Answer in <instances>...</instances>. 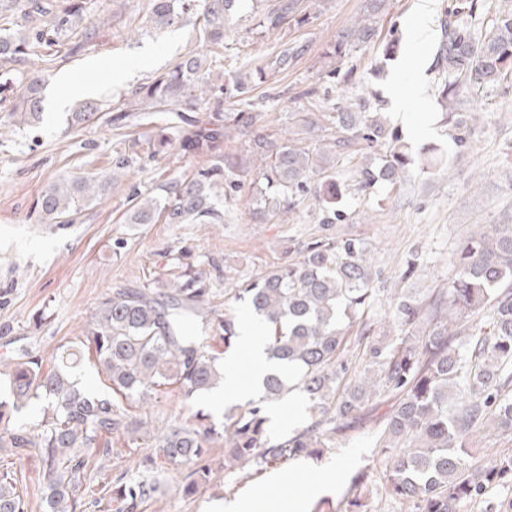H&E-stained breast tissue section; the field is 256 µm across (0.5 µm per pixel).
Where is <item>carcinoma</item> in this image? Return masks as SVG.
Instances as JSON below:
<instances>
[{"mask_svg":"<svg viewBox=\"0 0 512 512\" xmlns=\"http://www.w3.org/2000/svg\"><path fill=\"white\" fill-rule=\"evenodd\" d=\"M196 0H154L150 26L162 30L194 10ZM384 0H367L364 11L337 36L332 54L342 60L370 42ZM237 0H202L201 34L218 48L224 20ZM253 17L262 33H274L308 18L301 0H253ZM474 0H459L453 20L445 21L437 66L480 90L512 75V10L477 35L466 20ZM36 48L24 32H0V61H21ZM206 61L189 55L171 70L139 87V112H171L185 124L152 141V153L172 148L210 159L199 179L175 178L168 197L133 200L129 224H206L221 218L213 189L243 187V167L222 152L228 138L244 145L256 162L247 194L252 214L269 223L295 208L297 197L320 177L336 185L331 158L360 141L387 144L375 167L357 171L362 190L379 182L396 184L412 159L397 132L371 111L365 98L338 107L336 115L307 110L295 115L301 128L336 123L340 136L308 149L293 137L275 136L261 117L224 113V99L250 105L253 86L243 77L224 88L211 84ZM44 79H28L20 101V121L34 123L42 113ZM102 106L86 101L70 113L74 127L93 120ZM211 112L210 126L185 116ZM112 191V177L89 176L51 184L36 208L46 224H57L81 210L90 197ZM450 262L452 284L420 299L410 292L390 302L386 329L375 330L367 317L375 304L372 258L364 243L328 237L307 245L298 261L277 265L255 278H224V314L210 307V288L195 266L179 263L165 291L112 289L96 309L85 335L62 346L54 363L21 350L8 375L11 401H0V449L21 457L34 450L43 465V512H84L87 467L99 450L112 452V440L128 446L150 435L157 455L173 466H192L190 490L207 484L203 464L208 448L224 443V471L251 478L297 457L332 448L363 425L367 414L389 404L377 433L381 482L355 474L341 501L346 512H367L372 496L383 494L403 512H467L495 487L512 489V455L475 457L477 435H512V224H489L470 233ZM248 309L261 331L267 359L277 368L262 379L261 395L236 407L217 423L201 412L196 422L170 420L150 433L146 421L124 402L140 406L176 393L188 404L224 378V358L207 345L217 338L229 351L238 338V313ZM360 327L357 336L352 335ZM361 352L362 366L344 360L350 348ZM92 360L112 395H97L78 385L74 370ZM294 395L306 418L287 434L269 428L266 406ZM47 400L40 419L17 425L15 414L33 400ZM13 463L0 464V512H25ZM101 490L112 512H137L157 493L156 481L131 480Z\"/></svg>","mask_w":512,"mask_h":512,"instance_id":"obj_1","label":"carcinoma"}]
</instances>
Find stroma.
Returning <instances> with one entry per match:
<instances>
[{
	"label": "stroma",
	"instance_id": "1",
	"mask_svg": "<svg viewBox=\"0 0 512 512\" xmlns=\"http://www.w3.org/2000/svg\"><path fill=\"white\" fill-rule=\"evenodd\" d=\"M50 2L46 17L31 20L15 10L0 18V28L21 25L31 33L44 31L48 40L23 61L0 65V374L8 373L10 357L22 347L52 360L63 343L83 335L113 288L161 289L184 253L204 274L220 311L225 273H262L296 259L304 245L326 234L356 238L373 254L376 297L385 306L403 288L423 298L448 287V258L475 226L512 224V78L478 94L461 90L469 118V145L461 150L439 98L434 55L455 0H435L431 35L424 40L408 31L417 0H385L378 36L350 52L336 78L328 74L327 54L365 0H302L308 22L273 34L259 33L252 0H239L216 54L200 39L195 15L164 31L145 28L153 0H85L82 16L70 18L63 13L66 0ZM390 41L399 50L388 58L383 49ZM292 48L297 55L288 70L268 75L270 62ZM193 52L207 53L215 84L251 77L256 109L271 131L287 127L309 104L330 109L370 96L410 147L413 163L404 181L358 189L357 170L384 154L383 148L362 145L334 160L343 219L329 227L323 207L309 195L285 223L264 224L220 191L213 201L224 214L221 223H127L135 196L164 198L172 178L195 175L206 165L178 151L151 155L147 143L169 125V115L126 110L138 87ZM35 75L44 76L50 92L59 91L62 78L81 79L90 97L104 104L98 120L69 125L68 104L43 113L34 126L12 124L11 111ZM390 83L409 102L407 121L397 119L384 95ZM432 149L450 160L447 172L425 166ZM120 155L128 158V168H115ZM93 172L114 177L110 194L85 202L73 223L41 221L34 202L43 190ZM380 423L373 416L363 432L350 433L320 458H300L245 481L225 474L224 449L213 445L211 480L192 492L185 489L187 468H143L153 453L148 442L131 448L118 443L111 453H96L88 475L115 484L142 475L157 479L158 492L141 512H210L215 501L279 487L312 512L321 497L341 496L357 472L379 479L374 443Z\"/></svg>",
	"mask_w": 512,
	"mask_h": 512
}]
</instances>
